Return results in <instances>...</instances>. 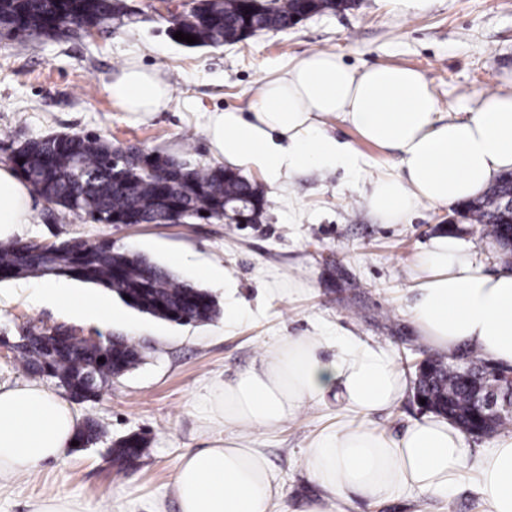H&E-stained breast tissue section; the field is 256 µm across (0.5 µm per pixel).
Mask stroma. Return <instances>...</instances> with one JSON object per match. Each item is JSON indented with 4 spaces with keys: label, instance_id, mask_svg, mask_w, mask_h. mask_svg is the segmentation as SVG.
Instances as JSON below:
<instances>
[{
    "label": "stroma",
    "instance_id": "obj_1",
    "mask_svg": "<svg viewBox=\"0 0 512 512\" xmlns=\"http://www.w3.org/2000/svg\"><path fill=\"white\" fill-rule=\"evenodd\" d=\"M163 1L175 11L184 2L126 0L128 17L89 33L0 41V163L30 139L93 134L116 145L159 147L194 165L215 164L205 135L211 111L249 114L265 79L317 51L337 54L358 70L378 64L420 70L441 111L452 117L475 111L486 93L512 90V0H431L424 10L398 0H357L352 10L315 15L283 32L198 48L173 40L167 14L157 11ZM133 58L170 84L165 110L137 117L113 106L105 86ZM324 127L351 144V164L307 167L276 179L238 165L270 202L256 224H92L35 198L19 242L106 237L191 283L198 268H215L223 277L205 288L221 314L181 326L115 297L118 318L89 322L68 307L35 305L29 294L44 277L1 281L0 331L10 340L30 324H60L84 336L124 337L141 346L144 360L95 400L75 404L81 419L105 428V438L0 485V512H31L60 489L99 512H143L142 503L153 500L163 512H179L174 468L183 454L221 435L263 449L292 512L319 497L301 458L312 438L335 422V401L273 432L242 430L207 422L212 387L258 365L279 338L316 334L348 333L391 345L402 371L414 377L416 362L431 354L406 317L418 253L432 239L450 236L488 270L502 264L478 226L464 219L449 224L453 207L423 205L405 223H380L365 198L377 179L396 172V151L363 141L337 117L325 118ZM130 433L146 434L149 444L137 468L122 470L109 448Z\"/></svg>",
    "mask_w": 512,
    "mask_h": 512
}]
</instances>
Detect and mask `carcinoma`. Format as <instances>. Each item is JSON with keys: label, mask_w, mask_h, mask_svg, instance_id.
<instances>
[{"label": "carcinoma", "mask_w": 512, "mask_h": 512, "mask_svg": "<svg viewBox=\"0 0 512 512\" xmlns=\"http://www.w3.org/2000/svg\"><path fill=\"white\" fill-rule=\"evenodd\" d=\"M356 0H197L171 31L197 39V45L221 46L240 42L258 30H287L307 14L344 12ZM124 0H0V34L6 37L47 32L58 23L101 27L121 14ZM23 163H18V160ZM11 163L48 203L95 224H167L173 214L189 212L197 220H219L235 208L247 223L260 221L268 199L256 182L221 165H194L160 151L114 145L99 136L56 134L24 142ZM512 194V178L501 176L481 197L463 205L471 224L483 236L506 247L512 240V212L504 209ZM55 275L102 285L126 305L156 319L178 325L210 322L220 315L204 288L175 277L147 257L112 245L109 239L79 240L66 249L20 243H0V281ZM15 360L32 378H51L71 397L90 399L109 376L136 368L139 347L123 338L99 346L71 342L56 355L47 343L27 333L18 339ZM113 360L100 363L102 355ZM429 376L415 380L414 395L436 405L464 431L481 434L512 427V388L498 396V413L488 422L472 409V397L482 382V361L473 356L456 366L442 357L432 359ZM94 420L80 426L78 440L93 444L105 437ZM146 437L136 434L111 443L114 460L122 465L143 455Z\"/></svg>", "instance_id": "obj_1"}]
</instances>
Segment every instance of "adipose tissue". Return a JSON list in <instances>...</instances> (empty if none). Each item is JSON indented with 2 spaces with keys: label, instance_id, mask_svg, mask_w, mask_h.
<instances>
[{
  "label": "adipose tissue",
  "instance_id": "ef3b65f1",
  "mask_svg": "<svg viewBox=\"0 0 512 512\" xmlns=\"http://www.w3.org/2000/svg\"><path fill=\"white\" fill-rule=\"evenodd\" d=\"M106 91L125 112L149 115L166 108L171 86L158 71L129 60ZM342 117L360 136L398 153L399 174L378 179L366 200L383 223L399 224L421 204H459L481 195L512 170V94L482 98L477 111L448 118L423 73L376 65L356 71L336 54L317 52L285 76L265 81L250 115L211 113L205 129L217 158L244 163L276 178L308 166L347 165L353 148L326 134L324 117ZM34 192L0 164V241L20 234ZM415 299L408 318L420 339L441 357L463 349L499 367H512V269L487 271L449 237L433 239L416 261ZM39 301L68 304L105 321L103 298H76L65 283L49 281ZM334 349L323 359V349ZM409 381L391 346L357 336H298L267 349L258 367L216 386L212 406L238 428L276 430L308 406L335 395L336 423L316 435L302 466L322 491L301 512H348L353 495L376 502L431 501L448 512L449 498L474 481L484 512H512V433L493 438L472 455L463 432L429 415L399 435L380 432L377 414L406 395ZM79 418L70 405L34 383L0 384V480L62 459ZM180 512H277L281 484L266 454L238 438L181 456L171 477Z\"/></svg>",
  "mask_w": 512,
  "mask_h": 512
}]
</instances>
